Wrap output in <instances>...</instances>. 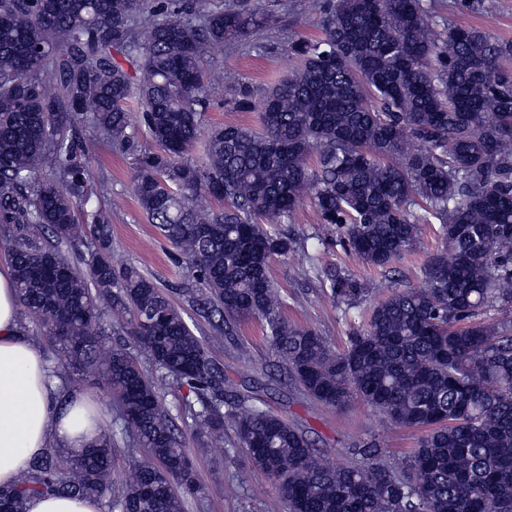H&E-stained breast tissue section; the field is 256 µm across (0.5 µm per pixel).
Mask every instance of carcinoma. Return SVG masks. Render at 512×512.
<instances>
[{"label": "carcinoma", "instance_id": "obj_1", "mask_svg": "<svg viewBox=\"0 0 512 512\" xmlns=\"http://www.w3.org/2000/svg\"><path fill=\"white\" fill-rule=\"evenodd\" d=\"M318 39L265 95L228 85L258 127L214 126L210 49L244 43L271 15L251 0H0V248L18 316L54 338L67 391L105 380L112 426L77 454L46 450L0 489V512L44 494L92 498L113 512H203L181 432L139 359L188 386L179 403L210 443L224 429L274 483L284 512H512V42L470 26L438 28L424 0H322ZM55 92H46V83ZM135 101L157 151L127 132ZM134 157L133 192L178 252L183 301L222 342L257 320L291 380L329 407L359 399L422 430L407 470L371 441L333 466L305 431L225 389L224 369L184 310L134 266L112 263V209L84 211L92 244L78 258L76 210L89 203L84 159L100 141ZM201 146L203 161L189 158ZM218 203L221 209L208 207ZM310 202L363 261L384 269L438 224L445 248L419 288L391 287L336 351L289 322L270 265L297 242L278 225ZM346 306L365 293L327 271ZM129 339L106 351L102 323ZM129 470L112 494L115 448Z\"/></svg>", "mask_w": 512, "mask_h": 512}]
</instances>
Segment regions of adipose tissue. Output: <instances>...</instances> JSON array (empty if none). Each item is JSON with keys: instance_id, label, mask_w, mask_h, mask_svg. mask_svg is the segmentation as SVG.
Segmentation results:
<instances>
[{"instance_id": "1", "label": "adipose tissue", "mask_w": 512, "mask_h": 512, "mask_svg": "<svg viewBox=\"0 0 512 512\" xmlns=\"http://www.w3.org/2000/svg\"><path fill=\"white\" fill-rule=\"evenodd\" d=\"M58 385L39 344L20 329L13 270L0 264V488L14 486L48 445L78 452L94 442L97 403L81 392L59 403Z\"/></svg>"}]
</instances>
